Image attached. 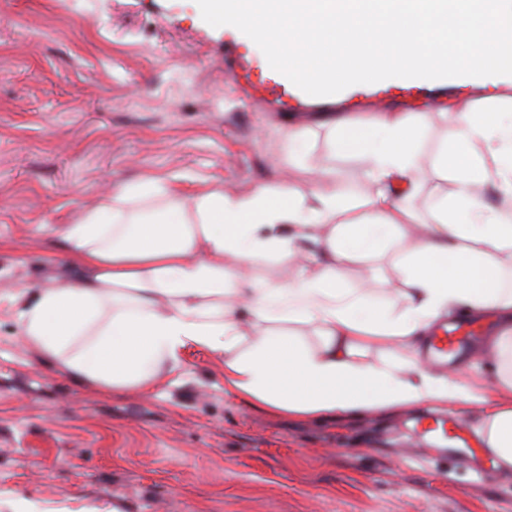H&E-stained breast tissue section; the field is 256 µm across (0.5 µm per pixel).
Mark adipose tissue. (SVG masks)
Here are the masks:
<instances>
[{
  "instance_id": "ef3b65f1",
  "label": "adipose tissue",
  "mask_w": 512,
  "mask_h": 512,
  "mask_svg": "<svg viewBox=\"0 0 512 512\" xmlns=\"http://www.w3.org/2000/svg\"><path fill=\"white\" fill-rule=\"evenodd\" d=\"M432 113L378 112L341 121L338 147L357 154L375 186L351 202L335 173L309 191L257 184L186 197L159 180L118 182L96 207L60 227L74 275L18 311L25 342L73 379L112 393L146 392L176 372L188 348L224 357L238 397L312 419L454 404L479 410L481 446L512 474V113L462 102L446 113L436 171L451 181L432 223L411 201L426 179L420 133ZM399 251L397 302L344 286L349 264L386 244ZM300 258L284 283L240 282L239 265ZM465 311L493 315L485 346L494 394L420 356L438 323ZM406 351L403 363L369 361L373 349Z\"/></svg>"
}]
</instances>
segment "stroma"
Masks as SVG:
<instances>
[{"label": "stroma", "mask_w": 512, "mask_h": 512, "mask_svg": "<svg viewBox=\"0 0 512 512\" xmlns=\"http://www.w3.org/2000/svg\"><path fill=\"white\" fill-rule=\"evenodd\" d=\"M449 81L446 103H512V76ZM324 112L292 117L240 99L224 30L195 0H0V512H512V478L475 481L405 412L324 419L275 414L224 384V358L188 349L146 393L73 380L24 342L16 295L72 276L59 226L118 181L160 179L191 196L304 187L335 171L357 198L374 185L335 149ZM304 136L300 165L282 135ZM345 285L391 300V255L351 264Z\"/></svg>", "instance_id": "obj_1"}]
</instances>
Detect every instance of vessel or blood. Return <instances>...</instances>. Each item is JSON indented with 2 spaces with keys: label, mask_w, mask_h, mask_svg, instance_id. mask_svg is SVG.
<instances>
[{
  "label": "vessel or blood",
  "mask_w": 512,
  "mask_h": 512,
  "mask_svg": "<svg viewBox=\"0 0 512 512\" xmlns=\"http://www.w3.org/2000/svg\"><path fill=\"white\" fill-rule=\"evenodd\" d=\"M224 51L229 62L228 76L231 83L256 103H275L284 113L302 111L309 102V95L296 87L283 74L273 70L268 62L253 58L240 41L228 38ZM442 83L438 80L419 78H390L373 84H356L343 92L344 104L351 110L362 106H379L390 99H409L423 96L426 109H433ZM477 340L470 324L461 322L437 330L431 336L426 359L434 366L447 367L451 358L470 351ZM458 421L438 418L434 422L415 421L413 428L421 435L447 437L449 430L459 429Z\"/></svg>",
  "instance_id": "b4317fda"
}]
</instances>
